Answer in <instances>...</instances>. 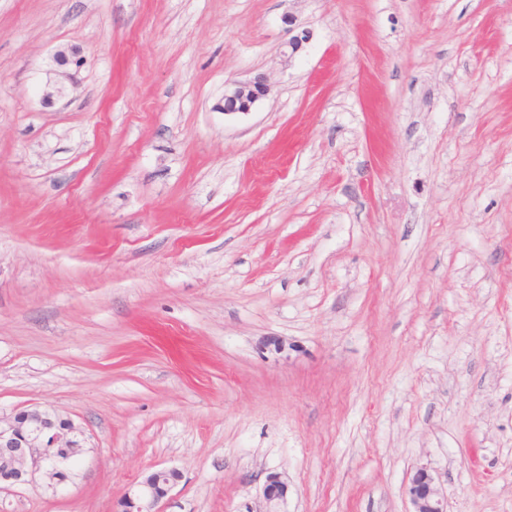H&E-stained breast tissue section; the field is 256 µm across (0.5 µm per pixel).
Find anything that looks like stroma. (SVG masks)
Listing matches in <instances>:
<instances>
[{
    "label": "stroma",
    "mask_w": 512,
    "mask_h": 512,
    "mask_svg": "<svg viewBox=\"0 0 512 512\" xmlns=\"http://www.w3.org/2000/svg\"><path fill=\"white\" fill-rule=\"evenodd\" d=\"M32 407L81 463L0 512L160 468V512L272 472L283 512H411L422 467L512 512V0H0V418ZM270 91L264 76L257 75L248 82L236 83L224 90V114H248L254 105Z\"/></svg>",
    "instance_id": "stroma-1"
}]
</instances>
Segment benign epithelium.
<instances>
[{
	"label": "benign epithelium",
	"mask_w": 512,
	"mask_h": 512,
	"mask_svg": "<svg viewBox=\"0 0 512 512\" xmlns=\"http://www.w3.org/2000/svg\"><path fill=\"white\" fill-rule=\"evenodd\" d=\"M270 91L265 77L255 76L248 82L236 83L224 90V114H247ZM75 430L73 424L64 427L55 415L38 409L23 410L10 420H0V457L9 463L6 484L26 481L28 468L44 467L59 482L68 479L70 456L59 455L63 431ZM179 478L174 469H157L143 480L132 483L118 503L117 512H156L159 503ZM406 494L413 512H446V504L434 477L425 468H419L409 479ZM288 496V484L276 473L267 475L263 487V512H281Z\"/></svg>",
	"instance_id": "benign-epithelium-1"
}]
</instances>
